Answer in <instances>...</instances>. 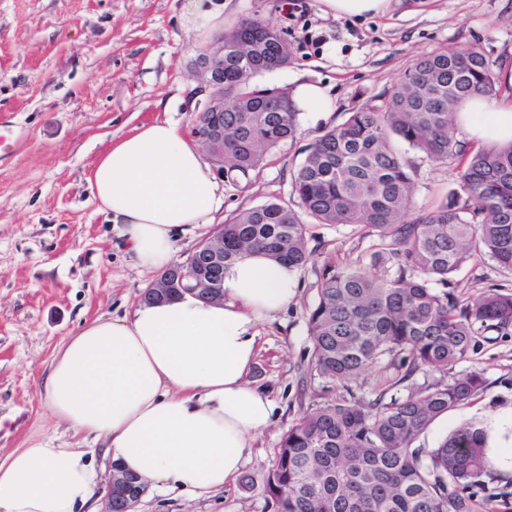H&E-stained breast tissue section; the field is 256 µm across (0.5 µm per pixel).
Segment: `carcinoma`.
Returning a JSON list of instances; mask_svg holds the SVG:
<instances>
[{
  "label": "carcinoma",
  "mask_w": 512,
  "mask_h": 512,
  "mask_svg": "<svg viewBox=\"0 0 512 512\" xmlns=\"http://www.w3.org/2000/svg\"><path fill=\"white\" fill-rule=\"evenodd\" d=\"M238 30L256 44L243 72L224 59V172L248 177L268 152L295 137L289 95L270 96L252 80L292 62L279 31L257 19ZM498 91L494 63L470 47L417 59L386 94L326 130L293 179L296 206L249 207L221 225L224 263L198 256L200 279L221 285L243 254L258 250L296 269L312 259L307 222L354 225L396 258L392 274L328 263L308 316L315 375L345 383L386 357H401L406 395L345 398L305 413L282 436L264 492L274 512H481L476 490L490 460L486 430L471 422L435 448L414 443L440 416L486 388L477 368L448 381L415 384L422 370L447 373L470 360L478 337L512 326V292L491 288L462 299L448 277L476 258L512 271V142L475 149L455 138L456 108ZM399 138L434 166L457 165L459 189L402 221L413 190V162Z\"/></svg>",
  "instance_id": "cac0c4a2"
}]
</instances>
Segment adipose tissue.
Listing matches in <instances>:
<instances>
[{
    "label": "adipose tissue",
    "mask_w": 512,
    "mask_h": 512,
    "mask_svg": "<svg viewBox=\"0 0 512 512\" xmlns=\"http://www.w3.org/2000/svg\"><path fill=\"white\" fill-rule=\"evenodd\" d=\"M223 0H186L184 26L208 39L224 29ZM472 138L512 142V102L475 96L457 109ZM137 263L162 271L175 240L213 223L224 191L198 146L170 120L135 127L100 155L88 178ZM297 274L250 254L224 276V299L194 294L98 318L69 336L42 383L48 409L158 491L207 493L235 482L273 401L247 379L257 328L288 308ZM97 475L82 448L40 440L0 458V512H87Z\"/></svg>",
    "instance_id": "ef3b65f1"
}]
</instances>
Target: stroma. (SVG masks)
Instances as JSON below:
<instances>
[{"label": "stroma", "mask_w": 512, "mask_h": 512, "mask_svg": "<svg viewBox=\"0 0 512 512\" xmlns=\"http://www.w3.org/2000/svg\"><path fill=\"white\" fill-rule=\"evenodd\" d=\"M184 0H0V123L19 138L0 157V456L40 439L86 448L104 497L111 461L102 441L74 433L50 414L41 383L63 344L83 323L119 318L134 309L155 280L138 267L99 212L87 177L111 143L140 124L168 119L191 133L205 103L218 95L195 71L201 44L181 23ZM230 26L264 21L287 40L293 61L256 78L259 87H326L334 108L303 112L295 139L271 150L249 178L219 175L222 218L277 197L293 202L292 180L307 147L349 113L381 105L386 93L424 55L467 47L512 68V0H391L385 14L335 17L320 0H229ZM416 161L408 216L436 205L458 187L452 166ZM313 256L298 271V295L275 319L259 325L249 379L276 405L271 425L253 442L235 483L207 495L179 489L144 493L134 512H272L262 478L282 434L304 412L354 394L372 398L402 374L387 359L341 385L313 375L307 318L327 263L359 264L373 275L393 271L376 259L377 237L353 225L312 224ZM448 288L460 297L512 289V272L490 259L469 262ZM482 369L477 400L438 418L421 436L433 448L464 422L486 426L490 443L512 448V329L487 332L460 375Z\"/></svg>", "instance_id": "stroma-1"}]
</instances>
